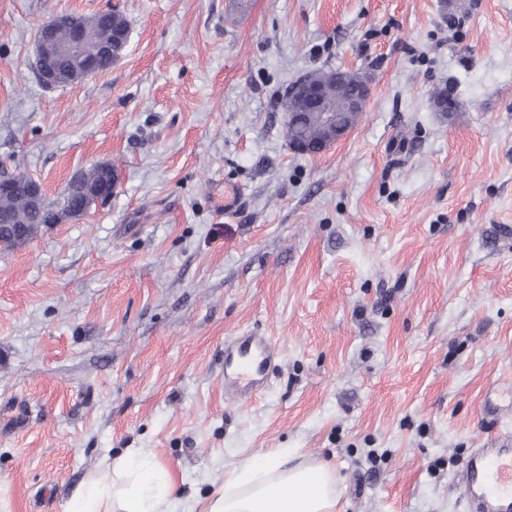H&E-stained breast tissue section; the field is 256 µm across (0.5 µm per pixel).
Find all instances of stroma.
<instances>
[{"instance_id": "obj_1", "label": "stroma", "mask_w": 512, "mask_h": 512, "mask_svg": "<svg viewBox=\"0 0 512 512\" xmlns=\"http://www.w3.org/2000/svg\"><path fill=\"white\" fill-rule=\"evenodd\" d=\"M110 6L122 57L43 87L40 25ZM317 67L373 80L310 156L278 103ZM0 162L52 198L116 175L0 251L10 512H66L128 448L184 498L284 449L341 477L337 512H463L471 449L512 447V0H0ZM247 331L278 365L229 400ZM278 357V345L270 337L234 336L224 344V395L257 396L265 388V372Z\"/></svg>"}]
</instances>
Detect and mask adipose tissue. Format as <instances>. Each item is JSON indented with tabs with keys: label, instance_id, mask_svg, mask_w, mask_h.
I'll return each instance as SVG.
<instances>
[{
	"label": "adipose tissue",
	"instance_id": "adipose-tissue-1",
	"mask_svg": "<svg viewBox=\"0 0 512 512\" xmlns=\"http://www.w3.org/2000/svg\"><path fill=\"white\" fill-rule=\"evenodd\" d=\"M340 491L321 464L287 465L279 455L245 457L224 470V482L206 499L204 512H336ZM73 512H194L177 497L176 476L142 448L104 461L78 488Z\"/></svg>",
	"mask_w": 512,
	"mask_h": 512
}]
</instances>
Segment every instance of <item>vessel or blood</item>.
<instances>
[{
  "label": "vessel or blood",
  "instance_id": "vessel-or-blood-1",
  "mask_svg": "<svg viewBox=\"0 0 512 512\" xmlns=\"http://www.w3.org/2000/svg\"><path fill=\"white\" fill-rule=\"evenodd\" d=\"M279 356L267 336L243 334L224 345V394L237 399L257 396L267 369ZM466 512H512V448H475L461 477Z\"/></svg>",
  "mask_w": 512,
  "mask_h": 512
}]
</instances>
